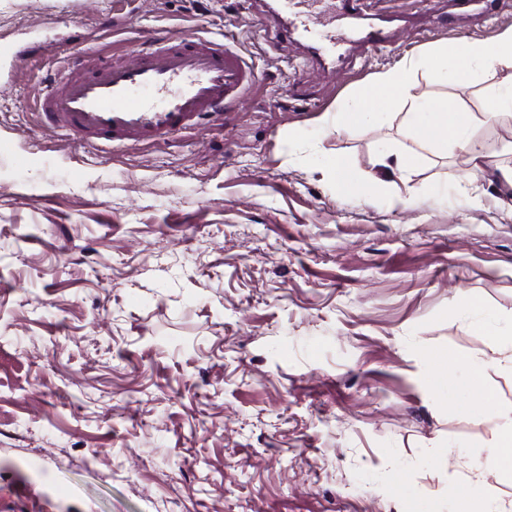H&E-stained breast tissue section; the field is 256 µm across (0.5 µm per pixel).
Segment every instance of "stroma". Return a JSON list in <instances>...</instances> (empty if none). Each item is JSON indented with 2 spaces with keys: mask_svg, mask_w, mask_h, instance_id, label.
<instances>
[{
  "mask_svg": "<svg viewBox=\"0 0 512 512\" xmlns=\"http://www.w3.org/2000/svg\"><path fill=\"white\" fill-rule=\"evenodd\" d=\"M274 0H0V512H457L473 479L512 507L498 449L512 369V119L427 155L404 206L313 168L400 124L321 133L404 57L494 40L512 0L456 31L448 0H377L397 36L328 60L276 36ZM224 41L256 74L220 125L102 149L46 125L48 74L134 60L145 32ZM478 370L476 408L455 383Z\"/></svg>",
  "mask_w": 512,
  "mask_h": 512,
  "instance_id": "stroma-1",
  "label": "stroma"
}]
</instances>
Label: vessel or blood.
I'll use <instances>...</instances> for the list:
<instances>
[{
    "label": "vessel or blood",
    "mask_w": 512,
    "mask_h": 512,
    "mask_svg": "<svg viewBox=\"0 0 512 512\" xmlns=\"http://www.w3.org/2000/svg\"><path fill=\"white\" fill-rule=\"evenodd\" d=\"M294 27L327 54L349 46L381 48L384 29H365L358 21L371 0H340L349 22L347 35L336 40L309 26L314 0H281ZM80 74L48 78L42 104L45 122L74 140L125 143L169 138L210 118H221L226 102L236 100L255 79L242 58L223 44L200 38L155 33L138 59L89 65L73 57Z\"/></svg>",
    "instance_id": "1"
}]
</instances>
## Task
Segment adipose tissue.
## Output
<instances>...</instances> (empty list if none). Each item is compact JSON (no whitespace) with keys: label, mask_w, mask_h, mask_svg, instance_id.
<instances>
[{"label":"adipose tissue","mask_w":512,"mask_h":512,"mask_svg":"<svg viewBox=\"0 0 512 512\" xmlns=\"http://www.w3.org/2000/svg\"><path fill=\"white\" fill-rule=\"evenodd\" d=\"M429 69L443 86L466 81L479 85L483 105L474 111L465 103H449L444 97L416 99L410 94L413 76ZM512 118V26L503 29L492 42L463 38L451 45H437L424 55H413L391 69L378 72L358 92L324 116L321 127L352 133L364 127H385L400 122L413 141L412 147L398 148L387 141L376 147L380 166L397 174L407 186L424 153L444 155L451 149L470 150L474 168H481L485 156L474 147L475 129L490 120ZM315 166L336 176L339 186L352 194H377L384 181L359 179L349 162L341 157L316 156Z\"/></svg>","instance_id":"obj_1"}]
</instances>
